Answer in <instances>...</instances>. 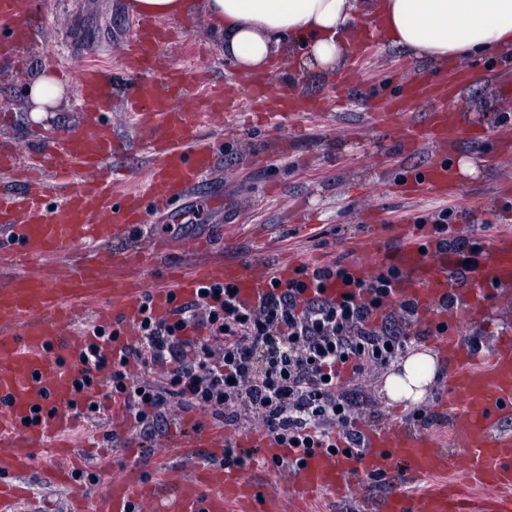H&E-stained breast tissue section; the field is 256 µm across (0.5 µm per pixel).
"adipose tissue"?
<instances>
[{
    "mask_svg": "<svg viewBox=\"0 0 512 512\" xmlns=\"http://www.w3.org/2000/svg\"><path fill=\"white\" fill-rule=\"evenodd\" d=\"M128 7L162 21L201 13L245 75L287 54L300 74L336 70L348 60L359 25L436 65L512 50V0H129ZM69 93L56 71H41L29 91L33 118L57 109ZM437 371L431 350L412 352L386 377L385 392L395 402H420Z\"/></svg>",
    "mask_w": 512,
    "mask_h": 512,
    "instance_id": "adipose-tissue-1",
    "label": "adipose tissue"
}]
</instances>
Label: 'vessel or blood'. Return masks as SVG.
<instances>
[{
    "mask_svg": "<svg viewBox=\"0 0 512 512\" xmlns=\"http://www.w3.org/2000/svg\"><path fill=\"white\" fill-rule=\"evenodd\" d=\"M32 30L22 0H0V61L17 60L16 51ZM168 37L166 28L139 26L124 49L128 68L138 79L122 95L136 138L152 151L149 176L140 190L117 194L110 160L119 134L106 118L112 102V77L96 65L82 68L75 90L83 105V127L58 141L21 151L0 145V178L9 183L35 181L37 189L23 198L0 192V512H42L23 483L34 465V449L52 445L45 480L70 487L67 512H143L165 500L166 512H304L308 501L324 496L338 507L360 502L364 512H512V335L500 336L487 365L459 336L463 323L480 322L489 287H512V232L497 234L488 246L487 265L467 262L426 235L404 241L396 254L385 243L401 226L380 219L368 235L355 239L352 250L372 266L396 265L397 301L416 308L420 323L434 338L448 365V397L439 411L449 421V440L440 442L422 426L385 424L365 431L363 453L317 449L302 455L288 495L263 491L241 467L224 458L223 428L205 414L190 416L186 427L164 441L168 462L158 478H115L99 491L73 486L76 457L70 434L79 419L72 406L87 401L80 391V353L95 341L79 330L80 313L95 323L118 325L122 336L134 335L142 303L153 315L169 318L176 301L195 299L199 288L232 284L240 301L254 305L273 281H288L293 264L246 268L217 262L203 243H193L197 260L190 271L172 270L167 280L150 287L142 275L150 262L162 260L169 245L154 241L137 251L112 253L101 262L95 247L128 237L141 223L143 207L167 210L200 177L214 171L212 142L198 129L204 120L222 118L224 88L190 95L194 67L159 69L156 54ZM270 84L260 81L235 100L249 109L264 101ZM448 82L403 83L392 91L375 90L383 111L395 112L404 97L428 103L454 92ZM410 147L427 144L432 160L405 171L407 181L425 193L455 194L454 164L446 146L462 131L454 116L438 115L429 125L407 121ZM261 449L267 459L286 451L262 429L242 439ZM205 460H198V453ZM461 469L482 496L442 485L409 494L393 489L366 496L353 481L363 473L387 481L399 472L401 482L419 481Z\"/></svg>",
    "mask_w": 512,
    "mask_h": 512,
    "instance_id": "vessel-or-blood-1",
    "label": "vessel or blood"
}]
</instances>
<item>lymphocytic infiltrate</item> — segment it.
<instances>
[{
  "label": "lymphocytic infiltrate",
  "mask_w": 512,
  "mask_h": 512,
  "mask_svg": "<svg viewBox=\"0 0 512 512\" xmlns=\"http://www.w3.org/2000/svg\"><path fill=\"white\" fill-rule=\"evenodd\" d=\"M342 280L348 296L330 299V279ZM396 268L366 280L338 263L300 269L297 277L273 286L257 305L240 303L233 286L202 288L197 300L175 306L170 319L145 315L138 334L116 353L102 344L117 332L92 327L98 339L81 354L78 390L93 387L106 372L111 393L135 411L138 435L150 443L172 406L202 409L227 426L259 420L294 455L280 459L293 468L300 455L347 444L364 449L354 405L342 387L345 375L388 366L410 344L400 319L412 317L410 303L400 319H374L394 297ZM163 369L162 383L150 380Z\"/></svg>",
  "instance_id": "f902f5d3"
}]
</instances>
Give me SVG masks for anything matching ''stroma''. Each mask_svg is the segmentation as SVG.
<instances>
[{
	"label": "stroma",
	"instance_id": "stroma-1",
	"mask_svg": "<svg viewBox=\"0 0 512 512\" xmlns=\"http://www.w3.org/2000/svg\"><path fill=\"white\" fill-rule=\"evenodd\" d=\"M127 0H35L27 21L36 39L19 68L0 63V141L24 143L32 136L57 139L82 126V109L69 96L41 121L29 117V80L33 72L55 66L75 77L87 62L111 67L117 86L125 77L119 68L118 47L139 22L128 11ZM192 36L206 48L197 64L199 82L225 76L246 88L251 76L239 73L212 40L205 17H198ZM272 82L274 92L292 88L299 95L294 116L280 121L240 127L238 123H207L201 128L215 144L223 182L205 177L188 196L176 200L168 214L149 215L145 225L128 238L114 242L125 250L144 239L170 243L197 240L211 244L212 257L245 265H269L295 257L315 267L334 261L357 262L350 242L369 227L368 213L388 217L411 216L413 223L434 227L439 208H450L455 217L451 237L472 250L474 261L486 258L485 242L497 234L500 214L512 216V95H501L495 83L485 80V60L470 63L471 80L459 95L457 113L489 125L481 138L462 135L449 150L452 158L472 163V175L460 178L455 197L408 195L402 174L425 166L426 151L410 150L399 132L398 118L381 122L374 116L372 91L382 80L402 83L409 73L445 78L456 64L440 68L415 59L396 48L378 45L371 53L353 49L347 68L359 69L357 89L341 106L324 112L309 111L312 103L325 101L331 75L297 74L290 59H281ZM512 332V290L491 289L488 311L478 323L461 326L463 336L480 346L478 361H486L498 336ZM386 370L374 369L348 382L343 392L357 408V424L366 428L380 423H405L413 405L389 400L384 390ZM110 416L82 421L79 444L112 451L110 469L88 462L86 474L99 485L113 477L137 473L157 475L165 464L160 447L141 451L128 463L115 447Z\"/></svg>",
	"mask_w": 512,
	"mask_h": 512
}]
</instances>
